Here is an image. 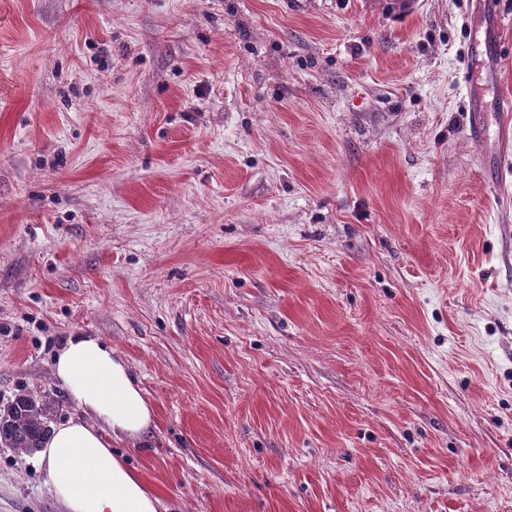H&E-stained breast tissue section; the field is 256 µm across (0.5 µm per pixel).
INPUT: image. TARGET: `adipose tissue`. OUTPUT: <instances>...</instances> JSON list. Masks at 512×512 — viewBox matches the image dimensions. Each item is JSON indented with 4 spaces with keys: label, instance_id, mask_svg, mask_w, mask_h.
Masks as SVG:
<instances>
[{
    "label": "adipose tissue",
    "instance_id": "obj_1",
    "mask_svg": "<svg viewBox=\"0 0 512 512\" xmlns=\"http://www.w3.org/2000/svg\"><path fill=\"white\" fill-rule=\"evenodd\" d=\"M53 371L77 409L40 450L56 499L67 512H163L161 498L111 448L112 439H141L153 425L127 362L98 337L73 336Z\"/></svg>",
    "mask_w": 512,
    "mask_h": 512
}]
</instances>
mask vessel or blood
<instances>
[{"label": "vessel or blood", "mask_w": 512, "mask_h": 512, "mask_svg": "<svg viewBox=\"0 0 512 512\" xmlns=\"http://www.w3.org/2000/svg\"><path fill=\"white\" fill-rule=\"evenodd\" d=\"M485 22L477 29H469L470 45L473 51L481 55L482 71L484 73V85H477L469 69H462L460 79L467 89L469 98V126L468 132L472 139L483 141L487 135L488 127L486 119V107L483 99L485 88L497 80L500 56L493 40L495 32L504 24V15L495 0H485ZM495 110L497 120L495 128L496 138L500 144L512 143V98L501 97L498 99Z\"/></svg>", "instance_id": "b4317fda"}]
</instances>
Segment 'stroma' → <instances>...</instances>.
<instances>
[{
	"instance_id": "1",
	"label": "stroma",
	"mask_w": 512,
	"mask_h": 512,
	"mask_svg": "<svg viewBox=\"0 0 512 512\" xmlns=\"http://www.w3.org/2000/svg\"><path fill=\"white\" fill-rule=\"evenodd\" d=\"M478 0H0V405L71 336L171 512H512V147ZM0 512H64L0 445ZM495 0L484 1L486 10L484 11L485 24L479 29L469 27L468 35L472 51L479 54L482 59V71L486 85H492L497 81V72L500 56L497 45L493 40V33L499 31L504 25V15ZM484 48L483 50H480ZM460 79L463 85L467 88V95L469 98V136L478 142L483 141L488 130L485 112H489L483 102L485 89L482 85H477L475 83V79L471 75L466 63L460 73ZM494 112H498L495 134L497 141L501 145H507L511 140L510 112H512V99L507 96L499 98Z\"/></svg>"
}]
</instances>
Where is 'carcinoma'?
<instances>
[{
	"label": "carcinoma",
	"instance_id": "obj_1",
	"mask_svg": "<svg viewBox=\"0 0 512 512\" xmlns=\"http://www.w3.org/2000/svg\"><path fill=\"white\" fill-rule=\"evenodd\" d=\"M53 407L50 400L33 393H21L0 406V443L31 454L41 447Z\"/></svg>",
	"mask_w": 512,
	"mask_h": 512
}]
</instances>
